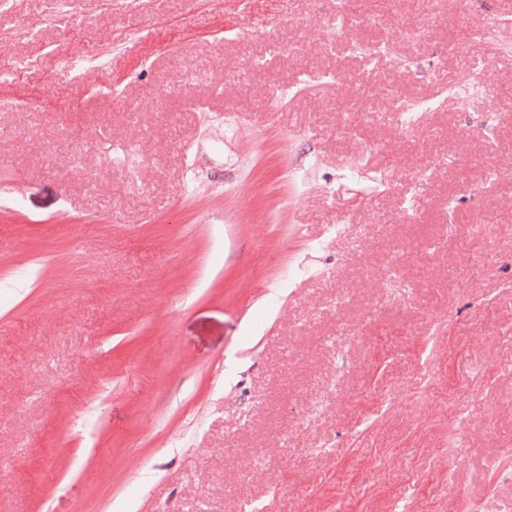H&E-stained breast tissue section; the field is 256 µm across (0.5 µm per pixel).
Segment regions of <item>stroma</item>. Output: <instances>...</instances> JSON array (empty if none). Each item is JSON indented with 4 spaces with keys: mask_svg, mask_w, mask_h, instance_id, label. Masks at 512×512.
<instances>
[{
    "mask_svg": "<svg viewBox=\"0 0 512 512\" xmlns=\"http://www.w3.org/2000/svg\"><path fill=\"white\" fill-rule=\"evenodd\" d=\"M341 9L0 0V512H512V0Z\"/></svg>",
    "mask_w": 512,
    "mask_h": 512,
    "instance_id": "stroma-1",
    "label": "stroma"
}]
</instances>
